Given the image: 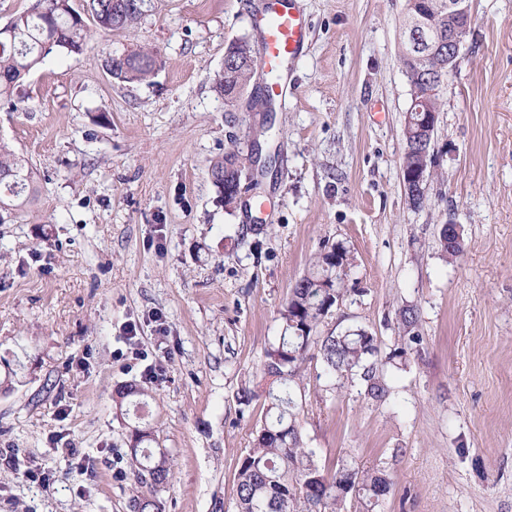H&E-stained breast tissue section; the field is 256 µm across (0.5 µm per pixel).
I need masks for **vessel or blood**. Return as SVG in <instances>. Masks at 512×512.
<instances>
[{"mask_svg":"<svg viewBox=\"0 0 512 512\" xmlns=\"http://www.w3.org/2000/svg\"><path fill=\"white\" fill-rule=\"evenodd\" d=\"M261 33L259 68L276 76L264 88L265 96L273 98L281 90L286 63L299 56L307 39V27L295 0H266Z\"/></svg>","mask_w":512,"mask_h":512,"instance_id":"vessel-or-blood-1","label":"vessel or blood"}]
</instances>
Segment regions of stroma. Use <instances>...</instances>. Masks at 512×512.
Here are the masks:
<instances>
[{"label": "stroma", "mask_w": 512, "mask_h": 512, "mask_svg": "<svg viewBox=\"0 0 512 512\" xmlns=\"http://www.w3.org/2000/svg\"><path fill=\"white\" fill-rule=\"evenodd\" d=\"M260 5L144 0L133 27L52 52L0 100V137L39 187L0 222V452L38 476L0 464V512H133L135 419L114 401L130 384L149 394L152 446L172 466L161 512H236L238 462L266 414L241 389L259 382L296 281L335 243L353 265L321 329L377 336L391 390L379 403L331 388L308 359L307 447L329 469H384L378 512H512V0H471L420 210L400 179L405 0H296L308 42L275 101L265 170L259 113L227 111L214 84L227 45L256 38ZM143 47L162 68L110 77V54ZM231 150L244 175L229 210L209 168ZM449 221L453 259L438 243ZM406 306L416 343L398 328Z\"/></svg>", "instance_id": "1"}]
</instances>
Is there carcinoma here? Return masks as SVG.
Segmentation results:
<instances>
[{"instance_id": "obj_1", "label": "carcinoma", "mask_w": 512, "mask_h": 512, "mask_svg": "<svg viewBox=\"0 0 512 512\" xmlns=\"http://www.w3.org/2000/svg\"><path fill=\"white\" fill-rule=\"evenodd\" d=\"M87 13L104 33L125 29L141 15L139 0H87ZM425 18L428 25L448 36V0H418L406 8L400 38V60L410 94H425L433 111L442 107L439 86L448 73L439 66V54L425 44L410 40L412 15ZM89 29L72 0H42V6L16 17L13 36L0 40V99H9L16 83L43 63L58 49L69 54L83 51ZM224 75H215L216 91L224 95L228 111L238 106L237 94L245 91L258 69V51L247 39L235 40L224 52ZM161 66V60L147 50L109 55L106 69L121 80H143ZM423 113H410L403 131L404 152L401 171L413 175L420 170L422 153L434 150L435 142L422 141ZM238 153L230 151L210 166L214 185H224V206H234L243 166L234 162ZM32 170L9 145L0 140V220L36 199ZM349 252L339 244L324 247L312 270L296 281L281 311L283 328L277 344L265 355L261 378L269 381L265 390L266 416L254 446L242 456L237 471V512H342L349 493L365 499L367 512L390 494L392 482L381 469L360 471L345 464L332 473L315 461L306 447L299 415L303 404L296 398L301 390L302 366L311 348H316L323 371L331 386L357 384L368 397L382 401L389 395L383 368L377 362V338L363 328L334 330L318 334L320 325L336 306L337 295H346L342 270L351 267ZM333 287L328 288L326 284ZM417 312L411 307L398 312L399 329L411 342L416 333ZM135 398L137 422L131 427L130 455L138 463L136 484L150 483L151 491L137 494L134 512H160L153 489L168 484L171 469L165 453L148 448L152 428L144 422L148 394L127 386L118 391L120 401Z\"/></svg>"}]
</instances>
